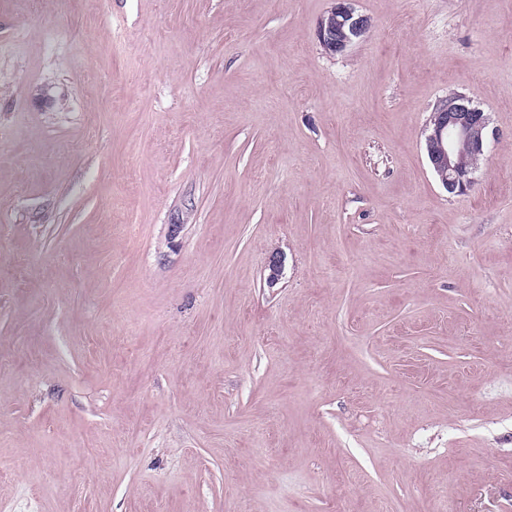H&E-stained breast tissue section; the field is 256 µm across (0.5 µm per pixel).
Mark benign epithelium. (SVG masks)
Instances as JSON below:
<instances>
[{"label":"benign epithelium","mask_w":512,"mask_h":512,"mask_svg":"<svg viewBox=\"0 0 512 512\" xmlns=\"http://www.w3.org/2000/svg\"><path fill=\"white\" fill-rule=\"evenodd\" d=\"M372 27L371 18L357 12L351 0H332L317 24L320 46L329 54L346 51ZM425 152L431 169L450 194L462 195L489 150V118L462 92L442 99L425 125Z\"/></svg>","instance_id":"benign-epithelium-1"}]
</instances>
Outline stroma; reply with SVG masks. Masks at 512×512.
Returning <instances> with one entry per match:
<instances>
[{"label": "stroma", "mask_w": 512, "mask_h": 512, "mask_svg": "<svg viewBox=\"0 0 512 512\" xmlns=\"http://www.w3.org/2000/svg\"><path fill=\"white\" fill-rule=\"evenodd\" d=\"M329 5L0 0V512H512V0ZM332 6L317 24V37L326 53L336 55L346 51L372 27L371 18L358 13L351 0H332ZM489 118L462 92L452 91L425 125L431 169L450 194H465L489 150Z\"/></svg>", "instance_id": "stroma-1"}]
</instances>
